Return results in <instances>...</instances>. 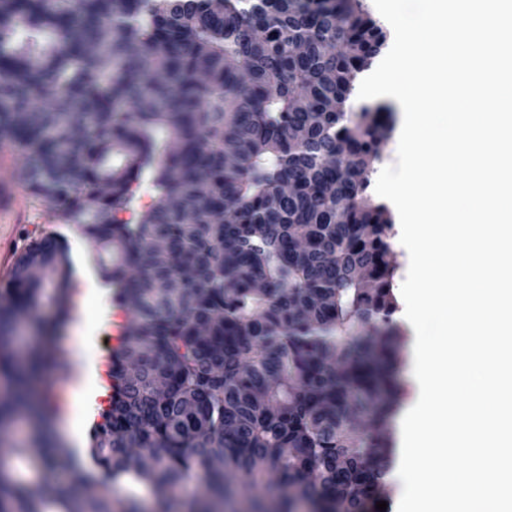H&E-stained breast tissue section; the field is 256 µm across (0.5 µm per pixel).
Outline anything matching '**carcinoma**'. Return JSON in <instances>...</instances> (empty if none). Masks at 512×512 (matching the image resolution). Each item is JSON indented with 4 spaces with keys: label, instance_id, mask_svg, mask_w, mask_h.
Masks as SVG:
<instances>
[{
    "label": "carcinoma",
    "instance_id": "obj_1",
    "mask_svg": "<svg viewBox=\"0 0 512 512\" xmlns=\"http://www.w3.org/2000/svg\"><path fill=\"white\" fill-rule=\"evenodd\" d=\"M386 41L362 0H0V142L31 198L98 246L126 315L84 456L46 447L57 410L14 331L35 332L33 362L54 347L41 309L64 324L73 262L61 234L19 258L0 290V435L29 414L46 476L0 467V512H45L49 491L59 512H125L112 489L138 483L172 512L191 479L261 489L271 471L316 512H371L402 334L369 193L381 108L352 98ZM60 471L109 487L76 503Z\"/></svg>",
    "mask_w": 512,
    "mask_h": 512
}]
</instances>
